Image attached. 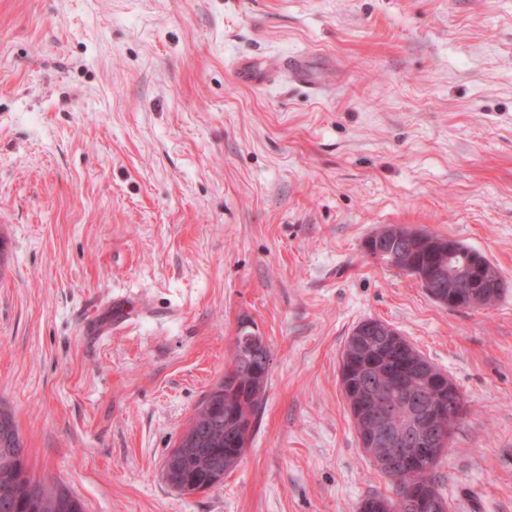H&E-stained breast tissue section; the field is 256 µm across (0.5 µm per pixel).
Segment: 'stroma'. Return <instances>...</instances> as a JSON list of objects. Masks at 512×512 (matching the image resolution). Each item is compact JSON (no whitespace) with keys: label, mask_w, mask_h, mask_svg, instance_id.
Here are the masks:
<instances>
[{"label":"stroma","mask_w":512,"mask_h":512,"mask_svg":"<svg viewBox=\"0 0 512 512\" xmlns=\"http://www.w3.org/2000/svg\"><path fill=\"white\" fill-rule=\"evenodd\" d=\"M388 224L479 250L501 298L434 302L366 254ZM0 237V405L85 512L388 493L340 382L366 318L464 399L450 512H512V0H0ZM116 297L147 311L101 332ZM244 323L271 352L257 428L223 484L179 494L166 453ZM235 71L237 80L248 85H256L267 76L266 70H262L258 63L251 58L239 60Z\"/></svg>","instance_id":"35a3bbf8"}]
</instances>
